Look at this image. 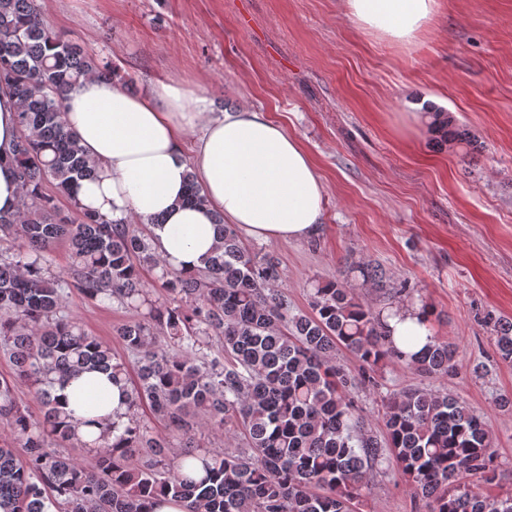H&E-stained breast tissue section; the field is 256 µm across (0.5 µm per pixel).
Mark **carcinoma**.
I'll return each instance as SVG.
<instances>
[{
    "label": "carcinoma",
    "instance_id": "carcinoma-1",
    "mask_svg": "<svg viewBox=\"0 0 512 512\" xmlns=\"http://www.w3.org/2000/svg\"><path fill=\"white\" fill-rule=\"evenodd\" d=\"M121 78L112 63L68 41L45 23L38 0H0V82L18 99L21 134L14 162L21 209L0 216V235L18 242L0 251V349L41 406L19 405L12 379H0V420L24 451L0 445V512H144L158 494L185 512H359L366 474L396 470L414 504L427 512H512V495L480 492L496 477L485 422L458 399L409 389L385 405V435H374L350 396L351 370L336 364L343 347L361 363L363 383L384 361L427 377L455 369L456 348L439 337L407 355L390 336L386 315L329 279L296 313L280 289L278 260L255 255L236 229L221 224L214 255L196 274L176 271L154 251L151 236L83 206L80 181L94 164L63 120L64 98L79 79ZM428 128L448 136L451 113L425 108ZM70 201L62 214L43 185ZM64 242L68 276L50 272ZM157 270L166 294L149 299L143 272ZM131 318L117 336L129 361L66 312L67 290ZM499 356L512 362V321L486 316ZM107 371L130 387L126 421L83 439L82 421L66 411L56 386L84 370ZM146 405L165 428L138 417ZM206 425L246 446L199 448ZM86 448L80 462L58 445Z\"/></svg>",
    "mask_w": 512,
    "mask_h": 512
}]
</instances>
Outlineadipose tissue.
I'll use <instances>...</instances> for the list:
<instances>
[{"label": "adipose tissue", "mask_w": 512, "mask_h": 512, "mask_svg": "<svg viewBox=\"0 0 512 512\" xmlns=\"http://www.w3.org/2000/svg\"><path fill=\"white\" fill-rule=\"evenodd\" d=\"M361 26L401 43H413L437 13L439 0H346ZM64 121L94 162L96 175L82 181L83 206L108 219L148 225L156 252L170 268H204L219 239L216 219L264 241L302 240L319 228L325 186L300 140L249 106L210 115L205 97L181 83L162 82L133 95L115 80L91 77L64 100ZM199 130L193 147L189 131ZM20 135L18 103L0 85V214L21 206L13 149ZM207 202L184 204L189 177ZM395 344L420 351L430 333L418 311L389 316ZM81 435L98 436L95 421H120L129 390L108 373L87 370L57 388Z\"/></svg>", "instance_id": "adipose-tissue-1"}]
</instances>
